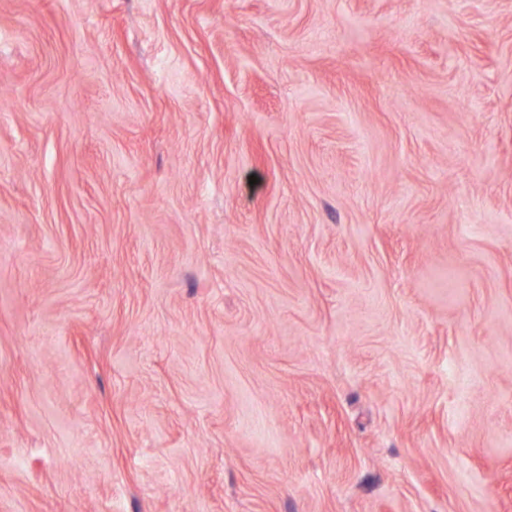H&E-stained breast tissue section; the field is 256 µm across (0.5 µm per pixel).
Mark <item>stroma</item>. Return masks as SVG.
I'll list each match as a JSON object with an SVG mask.
<instances>
[{
  "label": "stroma",
  "mask_w": 512,
  "mask_h": 512,
  "mask_svg": "<svg viewBox=\"0 0 512 512\" xmlns=\"http://www.w3.org/2000/svg\"><path fill=\"white\" fill-rule=\"evenodd\" d=\"M0 512H512V0H0Z\"/></svg>",
  "instance_id": "stroma-1"
}]
</instances>
